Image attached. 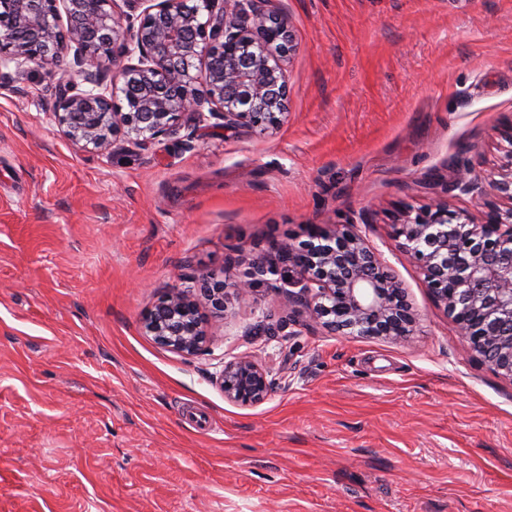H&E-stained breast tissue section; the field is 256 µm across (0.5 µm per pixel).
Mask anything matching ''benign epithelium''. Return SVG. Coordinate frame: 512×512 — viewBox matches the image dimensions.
Masks as SVG:
<instances>
[{"mask_svg": "<svg viewBox=\"0 0 512 512\" xmlns=\"http://www.w3.org/2000/svg\"><path fill=\"white\" fill-rule=\"evenodd\" d=\"M0 0V63L54 76L62 65L51 120L85 151L147 150L176 134L181 117L208 109L225 128L265 131L287 115L286 64L295 52L288 17L257 0ZM120 96L124 106L114 107ZM507 172L494 182L509 207L489 206L477 221L436 201L393 225L394 237L418 263L438 306L457 324L490 370L512 379V129L503 135ZM478 178L459 172L452 188L472 193ZM297 269L292 303L307 321L333 333L407 343L417 314L405 288L351 223L316 225L302 242L276 244ZM264 270L227 285L191 277L142 321L159 345L186 356L200 352L203 329L196 292L216 318L230 292L250 302ZM224 400L263 403L268 370L250 354L224 362L215 378Z\"/></svg>", "mask_w": 512, "mask_h": 512, "instance_id": "1", "label": "benign epithelium"}]
</instances>
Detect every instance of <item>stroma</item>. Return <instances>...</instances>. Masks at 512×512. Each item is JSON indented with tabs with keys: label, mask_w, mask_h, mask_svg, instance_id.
<instances>
[{
	"label": "stroma",
	"mask_w": 512,
	"mask_h": 512,
	"mask_svg": "<svg viewBox=\"0 0 512 512\" xmlns=\"http://www.w3.org/2000/svg\"><path fill=\"white\" fill-rule=\"evenodd\" d=\"M296 51L288 114L97 156L49 113L57 79L0 65V512H512V379L472 353L394 238L437 198L480 212L506 166L512 0H265ZM480 175L468 195L457 170ZM355 223L418 316L407 344L288 311L273 246ZM207 350L147 336L189 276L232 281ZM242 353L260 405L213 378ZM215 383L224 393L225 401L244 407L263 403L271 389L267 368L250 354L225 361Z\"/></svg>",
	"instance_id": "1"
}]
</instances>
